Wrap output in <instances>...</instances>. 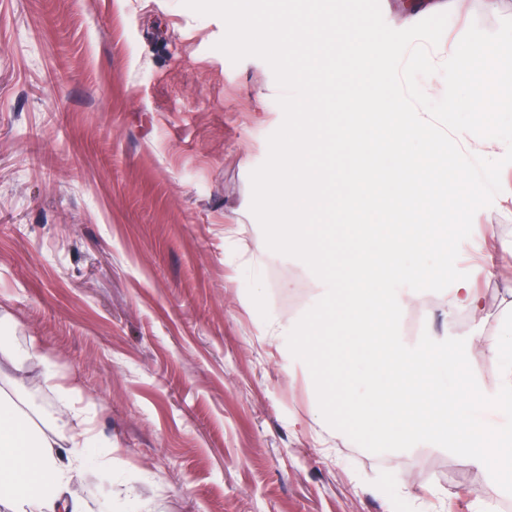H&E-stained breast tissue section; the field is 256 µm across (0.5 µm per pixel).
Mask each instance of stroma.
<instances>
[{
  "instance_id": "1",
  "label": "stroma",
  "mask_w": 512,
  "mask_h": 512,
  "mask_svg": "<svg viewBox=\"0 0 512 512\" xmlns=\"http://www.w3.org/2000/svg\"><path fill=\"white\" fill-rule=\"evenodd\" d=\"M474 39L512 31V0H470ZM225 25L182 0H0V332L37 340L21 393L56 385L97 407L111 470L74 484L117 512H512L487 469L428 443L374 454L314 423L287 335L325 293L298 259L261 252L252 170L280 126L266 62L232 63ZM493 239L482 317L403 287V319L468 339L485 395L512 286V203L483 208L457 267Z\"/></svg>"
}]
</instances>
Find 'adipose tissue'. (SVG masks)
<instances>
[{"instance_id": "adipose-tissue-1", "label": "adipose tissue", "mask_w": 512, "mask_h": 512, "mask_svg": "<svg viewBox=\"0 0 512 512\" xmlns=\"http://www.w3.org/2000/svg\"><path fill=\"white\" fill-rule=\"evenodd\" d=\"M500 37L473 42L466 31H458L453 45L457 60L453 80L467 86L473 79L474 60L495 59ZM484 261L469 275L457 278L446 297L447 314L481 312L474 289L479 276H491L496 264L493 245L478 244ZM502 339L487 342L489 354L500 362L498 398L512 410V300L506 304ZM63 415L47 418L25 403L19 393L0 390V512H112L111 501L97 507L70 494V486L91 465L111 469L112 460L96 455L99 438L95 417L78 390L57 387Z\"/></svg>"}]
</instances>
